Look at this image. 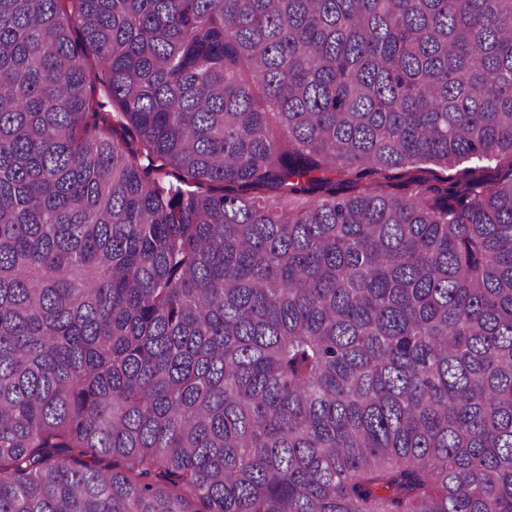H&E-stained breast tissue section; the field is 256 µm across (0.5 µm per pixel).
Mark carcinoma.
Returning <instances> with one entry per match:
<instances>
[{
    "mask_svg": "<svg viewBox=\"0 0 512 512\" xmlns=\"http://www.w3.org/2000/svg\"><path fill=\"white\" fill-rule=\"evenodd\" d=\"M0 512H512V0H0ZM484 165H490L492 167L495 166V163H487V162H481L477 161L476 159H472L470 161H465L460 164H456L453 167H448V170H444L441 172L433 171L432 169H429L431 166L427 164H422L417 167L420 168H414L410 171L401 170L396 171L393 174L397 175V178L394 180V182L404 184L410 177L417 176V177H425V178H432V174H437L440 177H446L448 175V178L451 176H455L457 173L460 172V170L464 169L465 167H474V166H484Z\"/></svg>",
    "mask_w": 512,
    "mask_h": 512,
    "instance_id": "cac0c4a2",
    "label": "carcinoma"
}]
</instances>
